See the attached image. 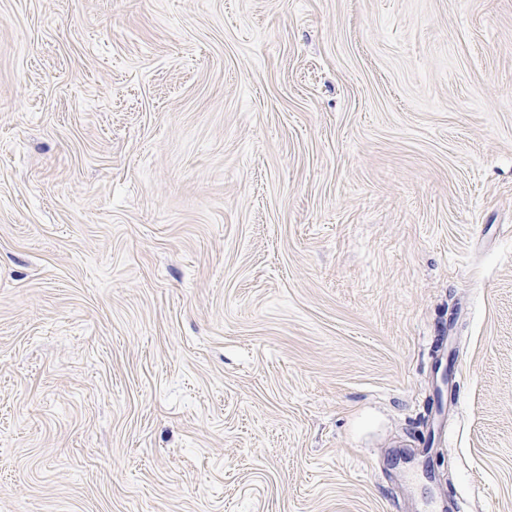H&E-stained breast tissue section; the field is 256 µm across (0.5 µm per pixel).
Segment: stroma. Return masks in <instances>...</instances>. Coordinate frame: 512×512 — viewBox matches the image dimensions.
<instances>
[{
  "label": "stroma",
  "instance_id": "1",
  "mask_svg": "<svg viewBox=\"0 0 512 512\" xmlns=\"http://www.w3.org/2000/svg\"><path fill=\"white\" fill-rule=\"evenodd\" d=\"M512 512V0H0V512Z\"/></svg>",
  "mask_w": 512,
  "mask_h": 512
}]
</instances>
